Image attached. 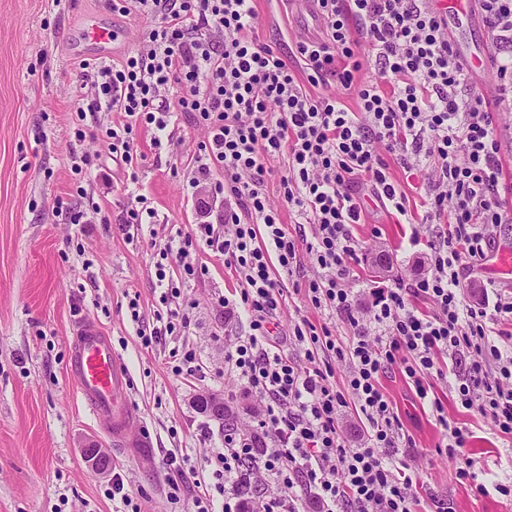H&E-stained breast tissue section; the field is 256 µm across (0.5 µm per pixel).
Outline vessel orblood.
<instances>
[{
    "label": "vessel or blood",
    "mask_w": 512,
    "mask_h": 512,
    "mask_svg": "<svg viewBox=\"0 0 512 512\" xmlns=\"http://www.w3.org/2000/svg\"><path fill=\"white\" fill-rule=\"evenodd\" d=\"M80 35L83 42L106 46L118 39L117 32L95 14L82 19ZM68 374L76 393L100 421L112 431V437L128 448L148 447L146 436L134 428V413L127 400L126 366L112 347V340L96 322L78 323L68 362Z\"/></svg>",
    "instance_id": "vessel-or-blood-1"
}]
</instances>
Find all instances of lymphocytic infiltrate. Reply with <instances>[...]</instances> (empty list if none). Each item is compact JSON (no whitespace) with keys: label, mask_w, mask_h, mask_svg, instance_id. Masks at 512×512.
Wrapping results in <instances>:
<instances>
[{"label":"lymphocytic infiltrate","mask_w":512,"mask_h":512,"mask_svg":"<svg viewBox=\"0 0 512 512\" xmlns=\"http://www.w3.org/2000/svg\"><path fill=\"white\" fill-rule=\"evenodd\" d=\"M254 2L123 0L120 13L153 25L121 60L83 63L93 99L75 107L119 114L102 139L130 184L139 182L138 130L151 131L160 151L184 116L204 130L193 182L224 173V222L197 225L195 235L236 278L224 309L244 315L247 332L225 338L224 371L255 411L212 449L214 482L196 492L194 512L251 504L300 512L307 502L317 512H417L414 471L397 458L413 442L381 389L383 375L400 370L443 427L438 455H464L471 439L436 395L449 375L461 407L512 440V289L483 283L473 303L462 282L486 259L492 228L512 222L502 164L512 137L499 132L512 112V0H476L496 57L485 90L464 66L438 0H316L320 36L272 44L259 35ZM373 60L371 79L364 71ZM350 92L352 108L343 101ZM280 157L287 167L274 202L267 164ZM394 162L409 173L429 168L423 217L392 178ZM373 206L411 224L409 244L424 250L427 271L375 282L363 295L351 286L365 259L352 227ZM286 210L309 231L290 233ZM418 220L431 235L415 228ZM305 262L313 275L295 292L340 320L345 334L303 317L278 337L286 296L275 271ZM179 295L172 286L162 292L156 327L138 331L142 346L186 327L172 304ZM449 357L458 361L451 374ZM349 412L365 428L355 443L343 426Z\"/></svg>","instance_id":"lymphocytic-infiltrate-1"}]
</instances>
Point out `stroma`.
<instances>
[{
	"instance_id": "stroma-1",
	"label": "stroma",
	"mask_w": 512,
	"mask_h": 512,
	"mask_svg": "<svg viewBox=\"0 0 512 512\" xmlns=\"http://www.w3.org/2000/svg\"><path fill=\"white\" fill-rule=\"evenodd\" d=\"M105 16L119 31L111 59L136 48L150 18L113 12L112 0H0V512H124L110 496L111 475L96 474L81 450L105 448L142 512H192L197 483L212 480L210 451L224 445L218 422L194 406L198 394L222 398L239 422L250 419L252 400L224 375V339L241 331L219 296L235 280L194 232L199 224L224 221V197L216 189L221 171L191 186V158L202 133L182 117L169 149L158 151L140 131V186L164 221L126 227L129 202L125 172L99 140L77 141L73 106L81 83L75 50L84 15ZM88 153L85 175L72 170V156ZM89 211L90 221L72 224L59 203ZM408 225L383 211L370 214L354 234L372 257L356 270L361 287L377 280L423 273L420 252L410 249ZM192 237L188 253L170 261L173 283L189 302V324L179 336L143 347L138 326L155 324L161 287L158 253L170 235ZM139 300V321L127 305ZM91 318L112 336L128 370L127 397L139 411L147 448L113 442L69 381L68 349L73 327ZM186 346L201 373L190 377L170 358ZM406 436L416 442L412 464L422 512H512V499L478 495L461 485L460 458L436 455L442 429L415 400L400 375L383 381ZM436 393L448 415L472 431L468 457L485 469L486 481L512 482V444L490 418L458 408L447 381ZM183 461L187 483L180 501L168 497L170 458ZM467 457V458H468Z\"/></svg>"
}]
</instances>
